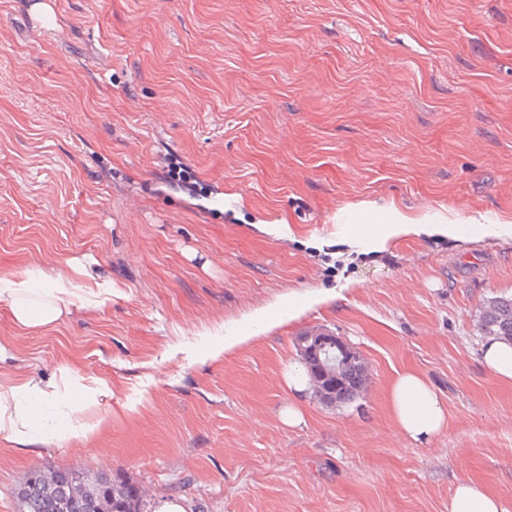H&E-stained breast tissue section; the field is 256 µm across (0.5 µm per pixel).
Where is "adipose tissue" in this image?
<instances>
[{
  "label": "adipose tissue",
  "mask_w": 512,
  "mask_h": 512,
  "mask_svg": "<svg viewBox=\"0 0 512 512\" xmlns=\"http://www.w3.org/2000/svg\"><path fill=\"white\" fill-rule=\"evenodd\" d=\"M77 291L69 279H57L50 288L35 287L25 276L0 278V298L9 300L12 317L22 328L47 327L58 322ZM80 390L88 403L111 396L112 391L94 377H75L61 367L57 380L45 384L26 376L0 382V435L10 441L46 440L68 444L86 438L96 425L86 420L71 402ZM388 406L400 432L424 443L447 423V411L430 382L416 370L397 371L388 394ZM448 512H512L482 486L463 481L448 501Z\"/></svg>",
  "instance_id": "1"
}]
</instances>
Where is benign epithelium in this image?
<instances>
[{
  "mask_svg": "<svg viewBox=\"0 0 512 512\" xmlns=\"http://www.w3.org/2000/svg\"><path fill=\"white\" fill-rule=\"evenodd\" d=\"M297 344L312 378L328 385V390L324 392V404L333 405L340 380V365L345 360L359 358V351L326 329L305 332L297 338Z\"/></svg>",
  "mask_w": 512,
  "mask_h": 512,
  "instance_id": "7a95c632",
  "label": "benign epithelium"
}]
</instances>
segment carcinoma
<instances>
[{"label": "carcinoma", "instance_id": "cac0c4a2", "mask_svg": "<svg viewBox=\"0 0 512 512\" xmlns=\"http://www.w3.org/2000/svg\"><path fill=\"white\" fill-rule=\"evenodd\" d=\"M480 329L488 336L512 342V297H493L487 301L480 316ZM346 386L340 391L336 405L354 401L362 391L366 380L363 359L349 364L346 369ZM83 484L97 490L99 512H109V499L125 501L133 512H141L139 488L126 479L106 473H92L81 469H57L54 483L45 488L34 483L28 486V496L37 504L36 512H62L61 503L70 498L73 488Z\"/></svg>", "mask_w": 512, "mask_h": 512}]
</instances>
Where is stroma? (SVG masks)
<instances>
[{
    "label": "stroma",
    "instance_id": "1",
    "mask_svg": "<svg viewBox=\"0 0 512 512\" xmlns=\"http://www.w3.org/2000/svg\"><path fill=\"white\" fill-rule=\"evenodd\" d=\"M397 212L512 221V0H0V277L112 285L46 329L0 301L1 380L112 390L88 438L0 437V512L74 467L146 512H448L462 481L512 507V383L479 328L512 245L386 237ZM259 313L275 328L207 358ZM316 328L367 384L335 408L306 391L291 427L283 372ZM405 367L448 412L426 444L388 410Z\"/></svg>",
    "mask_w": 512,
    "mask_h": 512
}]
</instances>
